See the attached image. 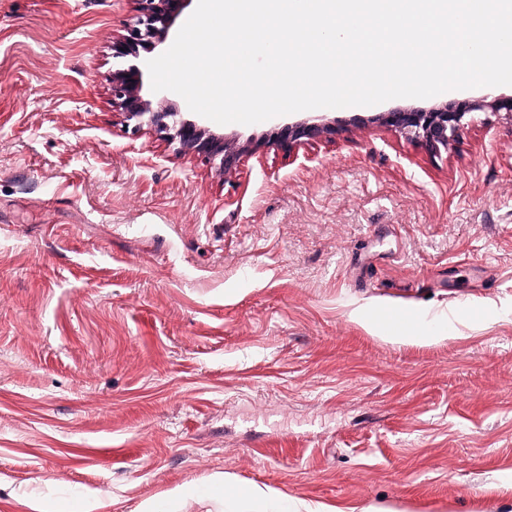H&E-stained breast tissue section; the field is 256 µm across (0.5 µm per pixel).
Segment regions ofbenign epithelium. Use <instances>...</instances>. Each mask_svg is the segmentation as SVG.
<instances>
[{
  "mask_svg": "<svg viewBox=\"0 0 512 512\" xmlns=\"http://www.w3.org/2000/svg\"><path fill=\"white\" fill-rule=\"evenodd\" d=\"M192 0H136L137 17L127 34L112 42V57L137 56L165 40ZM112 106L124 114L127 125L139 131L146 127L161 140L177 144L182 151H193L227 173L237 170L243 156L252 153L247 145L231 146L201 121L182 120L180 113L163 99H148L143 94L142 73L138 67L112 71ZM504 112L512 117V95H485L477 100H462L442 106L403 108L376 115L374 120L405 137L425 145L431 152L448 150L475 112ZM336 134V124L323 117L288 123L272 137V143L286 153L301 145L327 140Z\"/></svg>",
  "mask_w": 512,
  "mask_h": 512,
  "instance_id": "benign-epithelium-1",
  "label": "benign epithelium"
}]
</instances>
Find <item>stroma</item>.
Returning a JSON list of instances; mask_svg holds the SVG:
<instances>
[{"instance_id":"35a3bbf8","label":"stroma","mask_w":512,"mask_h":512,"mask_svg":"<svg viewBox=\"0 0 512 512\" xmlns=\"http://www.w3.org/2000/svg\"><path fill=\"white\" fill-rule=\"evenodd\" d=\"M135 0H0V512H512V119L433 154L372 118L213 124L225 176L112 108ZM412 323L389 337L386 314ZM336 134L335 122L323 117H314L288 123L272 137V143L285 153H291L301 145L330 139Z\"/></svg>"}]
</instances>
